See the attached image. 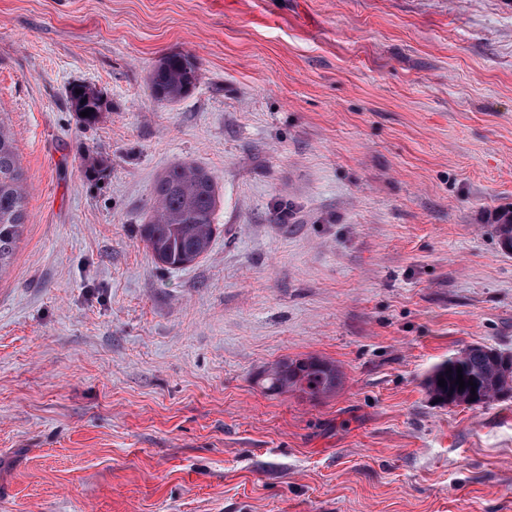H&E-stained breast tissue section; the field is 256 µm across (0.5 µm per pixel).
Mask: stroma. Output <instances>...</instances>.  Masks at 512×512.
I'll list each match as a JSON object with an SVG mask.
<instances>
[{
	"label": "stroma",
	"instance_id": "35a3bbf8",
	"mask_svg": "<svg viewBox=\"0 0 512 512\" xmlns=\"http://www.w3.org/2000/svg\"><path fill=\"white\" fill-rule=\"evenodd\" d=\"M178 50L201 78L158 104ZM0 119L27 193L0 512H512V398L425 386L468 345L512 352V0H0ZM184 161L217 232L166 268L140 224ZM297 356L343 387L267 393ZM200 76V63L190 52H172L154 64L150 81L154 98L161 104L172 103L187 95ZM76 90H82L77 94ZM67 102L78 118L86 125L95 124L104 109L107 108V102L102 94L95 88L82 83L72 84L68 90ZM88 110L89 116L82 117L80 112Z\"/></svg>",
	"mask_w": 512,
	"mask_h": 512
}]
</instances>
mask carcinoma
<instances>
[{
    "label": "carcinoma",
    "mask_w": 512,
    "mask_h": 512,
    "mask_svg": "<svg viewBox=\"0 0 512 512\" xmlns=\"http://www.w3.org/2000/svg\"><path fill=\"white\" fill-rule=\"evenodd\" d=\"M200 76V63L190 52H172L154 64L150 81L154 98L161 104L175 102L187 95ZM67 102L86 125L96 123L107 108L102 94L89 85L70 86ZM23 172L18 163L14 133L0 122V271L9 263L25 224V197L21 187ZM219 201L216 182L206 170L189 162L180 163L159 178L155 202L141 238L155 262L170 268L192 263L206 255L216 227L214 213ZM464 381H473L459 389L457 369ZM262 385L270 393L297 391L312 400L336 392L343 376L331 361L314 356L286 359L263 371ZM445 386L438 385L439 379ZM430 394L438 401L456 406H488L512 393V373L498 369L490 348L472 344L436 365L427 380Z\"/></svg>",
    "instance_id": "1"
}]
</instances>
